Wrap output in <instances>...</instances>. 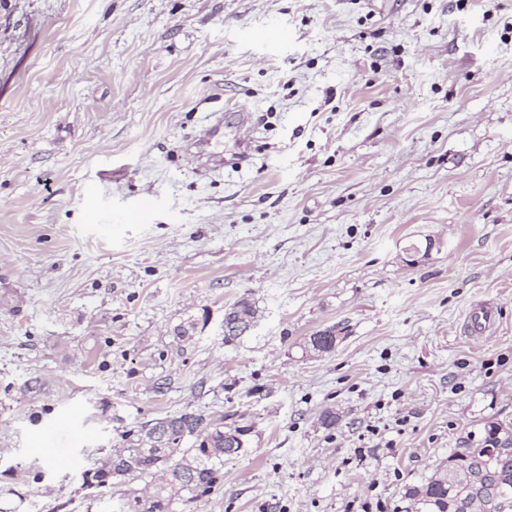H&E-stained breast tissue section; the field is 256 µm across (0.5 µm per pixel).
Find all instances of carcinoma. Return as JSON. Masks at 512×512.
I'll list each match as a JSON object with an SVG mask.
<instances>
[{
  "mask_svg": "<svg viewBox=\"0 0 512 512\" xmlns=\"http://www.w3.org/2000/svg\"><path fill=\"white\" fill-rule=\"evenodd\" d=\"M255 309L247 298L224 313V341L245 333ZM339 339L336 327L310 337L311 348L332 351ZM154 438L129 440L102 464L83 473L84 484L103 487L114 478H139L158 469L170 471L168 481L141 499L129 496L118 512H176L178 504L207 494L219 478L224 458L238 455L250 427L224 423V415L184 413L152 423ZM405 496L414 512H512V428L490 421L477 448H456L446 463Z\"/></svg>",
  "mask_w": 512,
  "mask_h": 512,
  "instance_id": "cac0c4a2",
  "label": "carcinoma"
}]
</instances>
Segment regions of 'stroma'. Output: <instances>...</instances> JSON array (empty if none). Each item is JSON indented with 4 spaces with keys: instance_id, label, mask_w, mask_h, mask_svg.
<instances>
[{
    "instance_id": "stroma-1",
    "label": "stroma",
    "mask_w": 512,
    "mask_h": 512,
    "mask_svg": "<svg viewBox=\"0 0 512 512\" xmlns=\"http://www.w3.org/2000/svg\"><path fill=\"white\" fill-rule=\"evenodd\" d=\"M192 412L252 431L183 512H407L512 426V0H0V512ZM255 317V309L248 298L237 301L224 313V340L229 342L245 333L252 319Z\"/></svg>"
}]
</instances>
